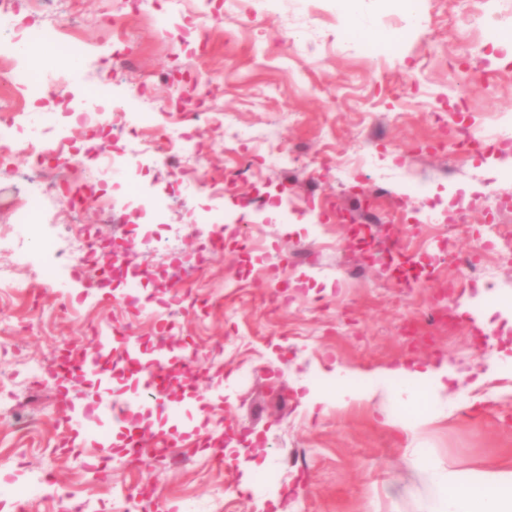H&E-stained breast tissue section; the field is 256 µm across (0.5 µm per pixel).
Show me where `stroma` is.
Listing matches in <instances>:
<instances>
[{
    "instance_id": "35a3bbf8",
    "label": "stroma",
    "mask_w": 512,
    "mask_h": 512,
    "mask_svg": "<svg viewBox=\"0 0 512 512\" xmlns=\"http://www.w3.org/2000/svg\"><path fill=\"white\" fill-rule=\"evenodd\" d=\"M406 4L142 0L120 37L110 23L119 0H55L43 14L34 0H14L18 19L37 30L65 22L84 47L69 65L46 49L26 54L51 89L27 101L34 126L54 119L76 147L101 151L74 111L112 71L113 99L141 124L197 139L194 158L147 161L100 181L79 213L103 245L130 242L153 311H131L119 299L123 283L88 287L44 251L24 290L0 299V324L11 328L0 338V512H16L19 500L26 512H69L77 499L90 512H119L114 486L180 512H424L435 488L418 455L464 478L512 471V367L485 377L490 357L512 356V262L487 254L472 280L456 264L488 220L512 235V207L490 208L494 191H512V57L500 46L512 37V0H419L418 22ZM466 14L482 15V26L463 27ZM121 44L127 59L118 64ZM480 125L499 127L494 151L462 163L437 143L441 129ZM275 147L295 163L261 162ZM196 159L207 182L188 174ZM242 159L252 163L244 177ZM344 160L354 164L346 173ZM32 175L21 147L0 162V226L23 223L30 209L41 215L24 236L0 242L4 273L19 240L67 244L54 223L57 194L30 195ZM103 196L115 200L108 220L97 206ZM368 203L380 221L362 252L345 218ZM194 222L222 236L223 249L170 230ZM318 242L316 261L294 262ZM391 253L425 263L423 279L409 286L393 276L383 264ZM346 269L358 271L357 282L343 283ZM230 276L239 288L226 287ZM448 285L455 328L409 340L405 321L425 323ZM211 289L222 297L189 309ZM162 321L171 414L151 416L150 429L163 432L171 419L187 426L176 442L188 463L146 457L131 466L113 446L63 445L62 424L93 426L90 402L132 394L139 380L119 368L97 393L57 377L33 389L29 364L65 348L82 355L95 332L112 328L147 354ZM187 348L196 356L189 392ZM444 362L455 377L436 418L424 393L409 407L387 397L312 410L301 402L308 389L328 388L339 367L354 385L402 364ZM222 421L247 431L242 457L224 463L206 439Z\"/></svg>"
}]
</instances>
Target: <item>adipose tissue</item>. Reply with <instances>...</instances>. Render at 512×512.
Here are the masks:
<instances>
[{"label": "adipose tissue", "mask_w": 512, "mask_h": 512, "mask_svg": "<svg viewBox=\"0 0 512 512\" xmlns=\"http://www.w3.org/2000/svg\"><path fill=\"white\" fill-rule=\"evenodd\" d=\"M348 372L337 368L335 373L336 397L342 403L371 402L379 394H394L402 404H412L416 398L413 388L389 391L384 382L357 385L347 384ZM424 468L431 474L438 488L426 512H512V471L479 473L469 480L443 469L436 461L427 459Z\"/></svg>", "instance_id": "obj_1"}]
</instances>
